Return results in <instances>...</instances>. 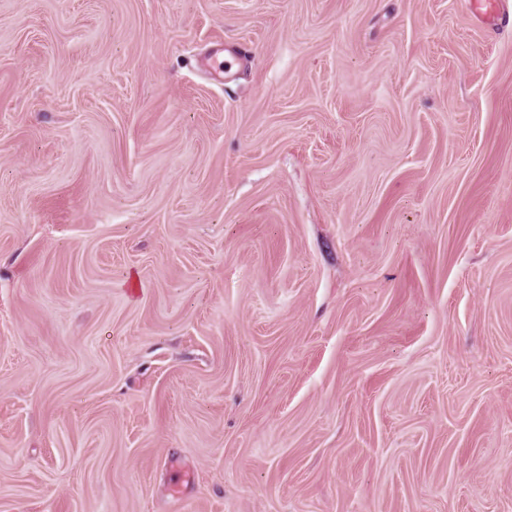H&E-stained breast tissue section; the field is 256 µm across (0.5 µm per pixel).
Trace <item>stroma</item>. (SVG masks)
<instances>
[{
    "label": "stroma",
    "instance_id": "obj_1",
    "mask_svg": "<svg viewBox=\"0 0 512 512\" xmlns=\"http://www.w3.org/2000/svg\"><path fill=\"white\" fill-rule=\"evenodd\" d=\"M0 512H512V20L0 0Z\"/></svg>",
    "mask_w": 512,
    "mask_h": 512
}]
</instances>
